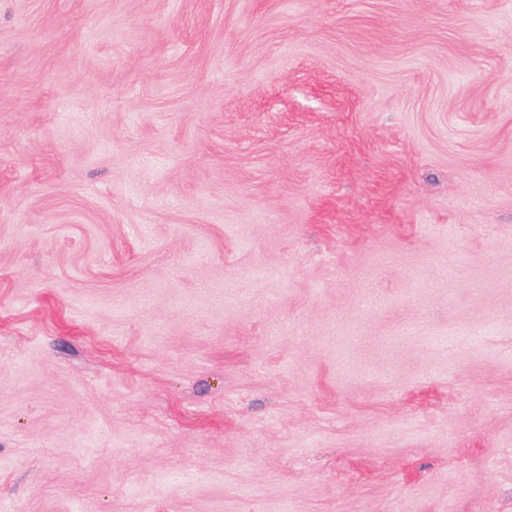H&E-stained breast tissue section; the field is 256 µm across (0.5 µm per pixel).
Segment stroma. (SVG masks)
Here are the masks:
<instances>
[{
	"mask_svg": "<svg viewBox=\"0 0 512 512\" xmlns=\"http://www.w3.org/2000/svg\"><path fill=\"white\" fill-rule=\"evenodd\" d=\"M0 512H512V0H0Z\"/></svg>",
	"mask_w": 512,
	"mask_h": 512,
	"instance_id": "1",
	"label": "stroma"
}]
</instances>
